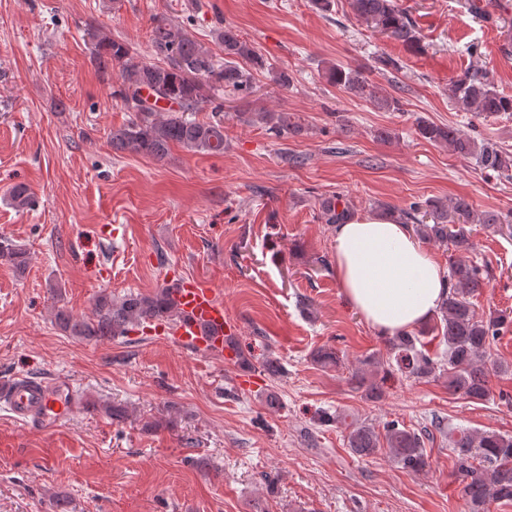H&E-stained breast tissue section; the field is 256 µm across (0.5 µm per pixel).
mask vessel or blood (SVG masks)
Instances as JSON below:
<instances>
[{
  "label": "vessel or blood",
  "mask_w": 512,
  "mask_h": 512,
  "mask_svg": "<svg viewBox=\"0 0 512 512\" xmlns=\"http://www.w3.org/2000/svg\"><path fill=\"white\" fill-rule=\"evenodd\" d=\"M184 319L170 331L172 344L181 348L223 353L230 327L224 303L212 288L200 281H189L173 291ZM0 402L21 422L35 420L50 426L75 410L76 400L69 385H49L25 375L0 384Z\"/></svg>",
  "instance_id": "obj_1"
}]
</instances>
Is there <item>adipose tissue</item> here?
<instances>
[{
	"label": "adipose tissue",
	"mask_w": 512,
	"mask_h": 512,
	"mask_svg": "<svg viewBox=\"0 0 512 512\" xmlns=\"http://www.w3.org/2000/svg\"><path fill=\"white\" fill-rule=\"evenodd\" d=\"M334 268L344 299L381 336L426 324L447 292L442 265L406 225L378 213L337 225Z\"/></svg>",
	"instance_id": "1"
}]
</instances>
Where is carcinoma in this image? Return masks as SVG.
Wrapping results in <instances>:
<instances>
[{
	"label": "carcinoma",
	"mask_w": 512,
	"mask_h": 512,
	"mask_svg": "<svg viewBox=\"0 0 512 512\" xmlns=\"http://www.w3.org/2000/svg\"><path fill=\"white\" fill-rule=\"evenodd\" d=\"M349 5L354 16L368 27L407 47L420 46L416 24L397 0H349ZM87 36L92 42L90 63L102 75L114 68L118 70L119 89L115 96L133 113L127 124L110 130V144L116 152L144 155L157 161L164 160L173 146L194 153L221 155L224 103L208 96L206 89L246 94L252 89L255 70L273 74L276 83L284 88L293 84L288 70L269 63L230 25L217 29V40L224 50L222 62L183 29L164 21L155 22L151 30L155 61L141 58L130 44L101 37L93 29L88 30ZM328 80L383 109L401 110L400 99L379 95L377 86L350 66L330 67ZM449 91L456 109L469 113L475 120L512 114V96L497 90L488 74L479 68L464 70L451 81ZM206 109L213 112L211 119L200 121L194 117V113ZM256 118L269 125L277 136L303 130L287 112H258ZM415 132L426 141L448 146L485 172L512 176V153L474 134L423 117L416 119ZM9 198L19 210L32 204L29 189L21 183L9 189ZM380 209L394 217L402 216L422 239L447 242L455 251L448 268L449 291L437 312L439 323L434 325L448 352L434 357L418 347V336L405 332L386 339V363H396L399 371L418 381L437 373L447 378L449 392L478 401L487 399L491 376L499 370L489 360L490 346L512 324V317L502 311L481 316L475 312L472 298L486 287L489 273L470 256L474 246L471 234L472 225L496 224L498 217L474 211L469 201L460 196L446 203L413 202L400 212L386 204ZM321 211L325 223L331 225L343 224L353 216L352 208L341 196L324 199ZM3 261L21 274L26 269V253L6 241L0 242V263ZM56 318L72 336L102 340L142 332L158 322L173 325L179 321L180 312L172 291L165 286L151 294L129 292L114 296L102 292L94 301L91 316L77 317L59 307ZM351 380L366 391L367 397H382L383 390L376 378L356 371ZM347 441L351 451L360 457L379 452L383 441L392 461L402 469L420 472L427 466L423 433L397 420L384 422L380 434L370 426H355ZM452 450L466 512H490L492 503L512 501V436L495 432L474 434L461 428L452 440Z\"/></svg>",
	"instance_id": "1"
}]
</instances>
